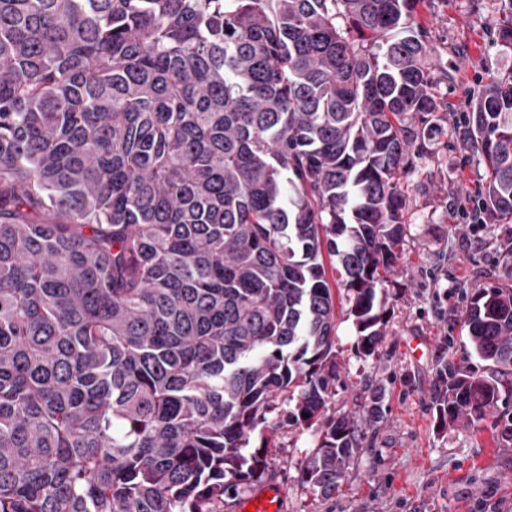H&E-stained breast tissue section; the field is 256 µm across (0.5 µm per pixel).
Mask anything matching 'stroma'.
Segmentation results:
<instances>
[{"mask_svg": "<svg viewBox=\"0 0 512 512\" xmlns=\"http://www.w3.org/2000/svg\"><path fill=\"white\" fill-rule=\"evenodd\" d=\"M511 2L434 0L418 9L434 37L435 64L447 76L438 91L448 119L437 129L435 155L418 160L403 179L411 200L407 236L377 354H360L352 318L342 310L336 318L344 386L331 409L355 413L368 391L379 388L386 419L363 439L329 500L315 499L298 480L316 431L280 427L273 437L276 461L261 485L281 491V512H485L489 503L512 512V441L490 420L478 430L440 427L432 405L441 363L487 371L470 347L462 312L472 291L498 281L501 260L485 230L458 213L460 200L485 181L458 119L481 81L512 74V49L498 35Z\"/></svg>", "mask_w": 512, "mask_h": 512, "instance_id": "obj_1", "label": "stroma"}]
</instances>
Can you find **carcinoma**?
Here are the masks:
<instances>
[{
    "mask_svg": "<svg viewBox=\"0 0 512 512\" xmlns=\"http://www.w3.org/2000/svg\"><path fill=\"white\" fill-rule=\"evenodd\" d=\"M423 2L0 0V512H224L282 402L321 423L302 485L336 494L385 414L380 389L329 414L336 300L376 354L443 120ZM466 123L483 216L512 219V75ZM463 328L511 369L512 287ZM433 406L512 439V382L447 361Z\"/></svg>",
    "mask_w": 512,
    "mask_h": 512,
    "instance_id": "obj_1",
    "label": "carcinoma"
}]
</instances>
